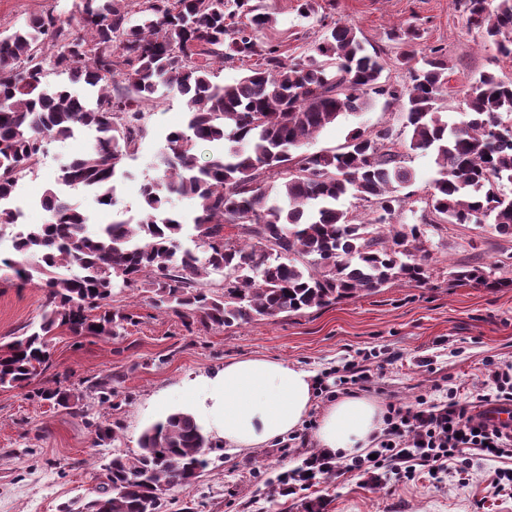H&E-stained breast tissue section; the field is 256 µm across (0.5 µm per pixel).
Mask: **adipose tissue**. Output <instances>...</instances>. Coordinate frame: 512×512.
I'll list each match as a JSON object with an SVG mask.
<instances>
[{
  "instance_id": "adipose-tissue-1",
  "label": "adipose tissue",
  "mask_w": 512,
  "mask_h": 512,
  "mask_svg": "<svg viewBox=\"0 0 512 512\" xmlns=\"http://www.w3.org/2000/svg\"><path fill=\"white\" fill-rule=\"evenodd\" d=\"M191 414L225 448L250 450L297 431L307 418L316 388L312 372L268 357L239 358L192 382ZM383 426L374 401L347 396L322 414L314 433L318 450L352 456L370 447Z\"/></svg>"
}]
</instances>
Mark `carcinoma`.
<instances>
[{"mask_svg":"<svg viewBox=\"0 0 512 512\" xmlns=\"http://www.w3.org/2000/svg\"><path fill=\"white\" fill-rule=\"evenodd\" d=\"M79 0L69 17L33 14L0 31V202L33 172L47 138L67 139L77 128L97 133L92 149L61 169V182L117 203L116 177L147 129L145 110L176 89L189 119L166 136L158 175L143 188L148 212L137 222L88 228V216L49 190L41 201L51 216L27 226L15 255L0 267L45 291L38 327L0 345V388H16L46 369L48 337L110 338L134 321L112 307L115 291L144 288L153 305L187 327L246 324L322 308L372 294L397 282L420 284L427 229L395 224L400 189L415 172L406 157H432L436 177L427 205L429 226L473 224L512 238V80L484 73L463 93V111L442 105L448 87L443 48L418 50L413 27L390 33L394 64L407 81L383 76L356 28L325 24L304 56L289 60L281 45L258 34L275 19L252 0ZM484 42L512 56V0H465ZM245 18L234 25L230 18ZM255 59L232 84L215 81V65ZM96 90L89 102L71 89ZM378 98L399 105L410 140L358 125L334 151L303 153L313 136L344 113L366 112ZM225 141L224 153L201 164V142ZM369 204L376 217L358 218L339 202ZM195 200L194 246L184 247L173 197ZM232 232H226V229ZM224 275L221 291L207 289ZM481 266L456 272L461 282H485ZM102 405L112 379L88 385ZM133 457L115 455L98 496L85 512H161L162 496L192 487L212 448L191 415L177 412L142 433Z\"/></svg>","mask_w":512,"mask_h":512,"instance_id":"carcinoma-1","label":"carcinoma"}]
</instances>
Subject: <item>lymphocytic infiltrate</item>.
I'll list each match as a JSON object with an SVG mask.
<instances>
[{
  "mask_svg": "<svg viewBox=\"0 0 512 512\" xmlns=\"http://www.w3.org/2000/svg\"><path fill=\"white\" fill-rule=\"evenodd\" d=\"M490 393L468 401L456 397L437 402L418 395L407 407H388L375 457H352L348 470L373 472L391 468L407 479L418 473L437 475L449 469L458 452L472 448L484 459L499 462L491 483L493 491L512 487V432L483 421L480 407L489 402H512V365L497 368L489 382Z\"/></svg>",
  "mask_w": 512,
  "mask_h": 512,
  "instance_id": "1",
  "label": "lymphocytic infiltrate"
}]
</instances>
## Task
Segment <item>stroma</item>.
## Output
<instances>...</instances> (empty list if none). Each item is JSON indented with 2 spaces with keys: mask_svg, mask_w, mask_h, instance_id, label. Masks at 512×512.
Masks as SVG:
<instances>
[{
  "mask_svg": "<svg viewBox=\"0 0 512 512\" xmlns=\"http://www.w3.org/2000/svg\"><path fill=\"white\" fill-rule=\"evenodd\" d=\"M256 2L275 19L264 39L280 43L287 56L301 55L318 40L323 24L346 23L358 29L367 50L380 53L390 80L400 83L406 75L391 65L396 45L389 34L401 26L418 28L421 48L445 50L451 65L446 100L456 109L481 73L512 79V59L481 41L468 22L464 0H317L313 19L300 17L298 0ZM72 4L0 0V31L33 13L71 14ZM187 118L186 101L175 91L148 109V134L123 162L114 207H100L91 194L68 190L91 224L143 212V186L156 174L165 136L184 127ZM90 143L79 133L48 141L41 164L20 183L30 223L46 221L42 196L57 188L62 164ZM407 164L415 181L396 220L421 224L431 218L425 201L433 163L430 156L414 153ZM428 238V278L418 286L389 284L324 308L212 329L185 327L172 312L153 307L149 292L128 289L114 297L135 316L121 335L75 337L57 330L44 374L24 387L0 389V512H59L64 503L95 497L112 455L135 456L145 428L187 409L191 380L240 357L275 358L312 371L323 390L316 393L304 427L283 440L229 453L221 439H213L208 467L191 489L167 492L162 512H303L305 503L316 498L324 512H512V494L488 497L495 464L472 450L461 454L456 468L435 478L422 474L409 481L387 468L365 475L337 472L318 477L310 489L279 492L278 475L316 453L312 429L333 398L347 392L337 372L348 361L370 355L373 383L349 392L383 407L406 404L422 393L440 401L451 388L466 401L495 366L512 364V284L495 287L454 278L459 267L492 264L497 277L512 281V240L471 224H442L429 230ZM43 303L39 281L21 287L0 282V341H12L24 327L38 325ZM105 377L111 378L114 393L110 403L101 405L87 386ZM47 387L69 393L82 414L42 399ZM101 422L118 431L117 440L104 447L94 444Z\"/></svg>",
  "mask_w": 512,
  "mask_h": 512,
  "instance_id": "obj_1",
  "label": "stroma"
}]
</instances>
